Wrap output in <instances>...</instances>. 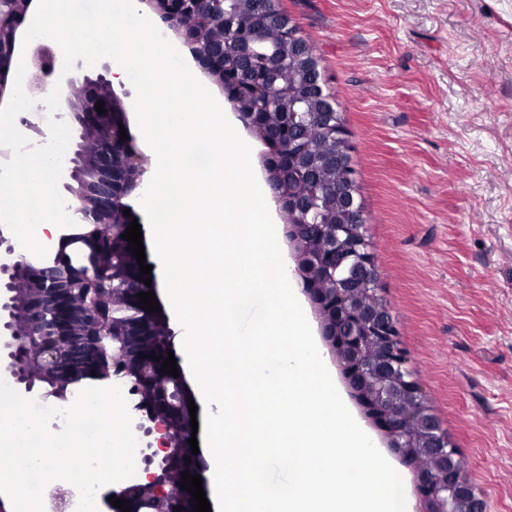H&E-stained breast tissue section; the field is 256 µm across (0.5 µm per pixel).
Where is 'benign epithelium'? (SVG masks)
I'll use <instances>...</instances> for the list:
<instances>
[{"label": "benign epithelium", "mask_w": 512, "mask_h": 512, "mask_svg": "<svg viewBox=\"0 0 512 512\" xmlns=\"http://www.w3.org/2000/svg\"><path fill=\"white\" fill-rule=\"evenodd\" d=\"M33 0H0V100L7 91L6 70L18 47V29ZM188 48L195 65L224 86V42L208 37L211 28L239 38L248 37L238 17L201 8L202 0H144ZM29 66L35 75L52 74L63 65L53 50L31 44ZM76 106L57 118L77 126L78 143L68 181L69 209L93 233L75 240L79 248H56L49 264H35L15 256L11 239L0 229V369L20 390L31 393L33 380L45 378L67 398V387L87 367L106 370V379L130 384L137 397L133 410L137 427L147 438L142 474L134 482L106 491L101 512H122L108 497L128 502L130 512H193L196 502L182 484V473L205 476L203 455L191 451L189 388L182 367L178 377L161 371L168 351L174 350V331L160 312L140 308L137 294L150 292L148 275L140 267L130 243L122 238L133 217L124 215L126 199L146 173L145 157L133 140H120L119 125H127L123 100L112 82L100 74L78 82L63 77ZM238 119L266 151L263 169L285 219L294 274L319 325L324 346L340 366L350 397L381 431L386 447L412 471L420 512H481L482 500L469 480H448L460 458L441 431L415 372L400 347L394 317L377 295L378 274L366 240L364 213L357 202L349 165L350 148L334 112L321 114V125L336 142L329 154L308 150L299 139H283L261 123L254 112H242L238 98L229 95ZM104 102L105 112L95 110ZM288 158L278 169L268 157ZM316 166L345 171L348 189L341 207L331 208L332 221L320 220L316 202L298 201L295 186ZM112 229V249L126 257L124 288L112 290V310L131 309L132 317L104 325V307L66 287L67 272L101 263L94 236ZM159 360H154V357ZM191 462H186V459ZM79 495L61 490L49 512H76Z\"/></svg>", "instance_id": "7a95c632"}]
</instances>
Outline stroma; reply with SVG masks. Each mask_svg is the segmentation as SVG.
Returning <instances> with one entry per match:
<instances>
[{
  "label": "stroma",
  "mask_w": 512,
  "mask_h": 512,
  "mask_svg": "<svg viewBox=\"0 0 512 512\" xmlns=\"http://www.w3.org/2000/svg\"><path fill=\"white\" fill-rule=\"evenodd\" d=\"M352 144L378 294L484 512H512V0H279Z\"/></svg>",
  "instance_id": "35a3bbf8"
}]
</instances>
